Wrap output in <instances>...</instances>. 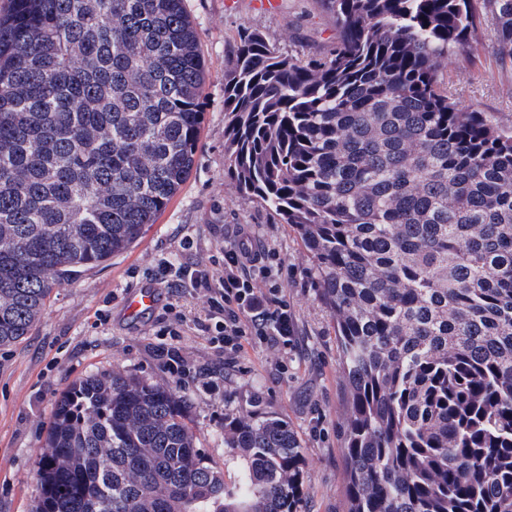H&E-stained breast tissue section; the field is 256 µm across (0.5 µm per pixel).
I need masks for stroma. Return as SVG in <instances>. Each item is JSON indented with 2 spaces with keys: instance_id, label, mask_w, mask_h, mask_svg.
I'll list each match as a JSON object with an SVG mask.
<instances>
[{
  "instance_id": "35a3bbf8",
  "label": "stroma",
  "mask_w": 512,
  "mask_h": 512,
  "mask_svg": "<svg viewBox=\"0 0 512 512\" xmlns=\"http://www.w3.org/2000/svg\"><path fill=\"white\" fill-rule=\"evenodd\" d=\"M186 9L207 68L205 124L195 164L186 184L136 246L55 290L27 338L0 348V512H32L39 452L57 401L74 382L115 366L148 382L176 387L206 462L222 469L228 482L235 468L226 462L225 418L253 414L285 419L306 460L300 512L347 508L340 428L349 394L338 372L336 331L318 297L314 264L291 227L275 223L224 176V64L237 29L256 27L283 50L313 54L335 40V18L320 0H280L274 14L257 11L253 0H238L231 13L225 12L224 0H186ZM440 79L453 100L512 124V65L499 60L491 30L453 54ZM216 224L223 226L228 244L240 227L259 241H274L282 262L274 283L295 315L294 347L284 355L256 344L235 359H219L194 325L198 302L187 300L180 304L187 364L175 377L164 368L166 339L158 334L156 317L129 323L121 301L125 292L153 283L160 259L173 256L179 235L192 237L198 259L210 262L216 253Z\"/></svg>"
}]
</instances>
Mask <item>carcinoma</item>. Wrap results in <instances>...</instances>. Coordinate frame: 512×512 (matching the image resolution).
<instances>
[{
  "mask_svg": "<svg viewBox=\"0 0 512 512\" xmlns=\"http://www.w3.org/2000/svg\"><path fill=\"white\" fill-rule=\"evenodd\" d=\"M0 15V347L54 290L140 240L187 181L206 65L185 0H10ZM336 41L237 30L224 176L299 236L350 401L347 512H512V128L442 61L512 0H322ZM176 388L114 367L59 399L35 512H298L290 424L224 420L207 464Z\"/></svg>",
  "mask_w": 512,
  "mask_h": 512,
  "instance_id": "obj_1",
  "label": "carcinoma"
}]
</instances>
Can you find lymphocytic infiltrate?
<instances>
[{"instance_id":"1","label":"lymphocytic infiltrate","mask_w":512,"mask_h":512,"mask_svg":"<svg viewBox=\"0 0 512 512\" xmlns=\"http://www.w3.org/2000/svg\"><path fill=\"white\" fill-rule=\"evenodd\" d=\"M192 239L181 238L174 259L159 264L160 280L172 297L165 306L172 319L162 327L170 341L164 350L171 374H180L186 364L178 341L181 314L179 300L192 299L201 304L195 322L217 349L240 354L253 343L270 344L287 351L294 334V319L281 289L265 287L272 278L275 249L253 251L247 240L223 247L222 262L212 268L199 261Z\"/></svg>"}]
</instances>
